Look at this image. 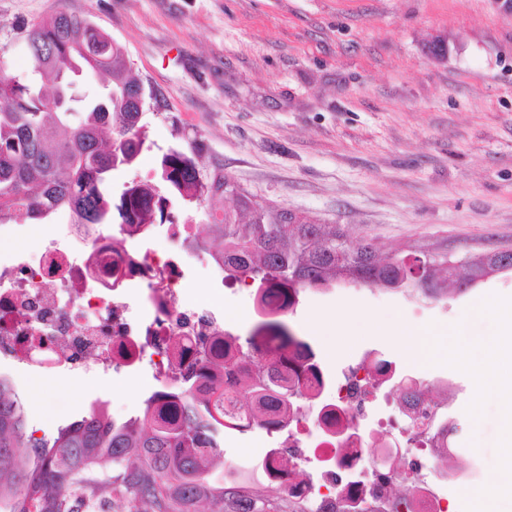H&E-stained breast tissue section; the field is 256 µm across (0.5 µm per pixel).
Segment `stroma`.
I'll use <instances>...</instances> for the list:
<instances>
[{"mask_svg": "<svg viewBox=\"0 0 512 512\" xmlns=\"http://www.w3.org/2000/svg\"><path fill=\"white\" fill-rule=\"evenodd\" d=\"M57 13L106 30L158 96L142 117L149 148L135 170L113 171V193L133 171L153 168L179 126L197 132L205 154L257 204L337 225L353 242L459 261L512 245V0H0V58L11 73H31L19 28ZM70 221L60 212L39 229L29 220L0 225V261L38 239L64 238ZM208 260L205 252L193 259L187 300L251 307L252 290L227 292ZM493 294L512 297L511 271L438 301L342 283L302 291L284 320L299 337L312 306L343 303L428 330ZM310 344L332 375L373 355L424 381L459 422V454L482 484L496 479L502 407L487 402L468 424L476 392L468 374L402 355L384 339L338 357L318 339ZM0 377L39 438L97 400L115 419L140 415L158 386L148 366L133 378L111 370L67 379L3 354ZM279 441L228 434L224 456L255 460Z\"/></svg>", "mask_w": 512, "mask_h": 512, "instance_id": "obj_1", "label": "stroma"}]
</instances>
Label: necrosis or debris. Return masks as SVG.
<instances>
[{"instance_id":"1","label":"necrosis or debris","mask_w":512,"mask_h":512,"mask_svg":"<svg viewBox=\"0 0 512 512\" xmlns=\"http://www.w3.org/2000/svg\"><path fill=\"white\" fill-rule=\"evenodd\" d=\"M192 218L144 224L128 216L115 232L89 233L72 224L66 241L48 239L0 264V352L42 355L51 366L77 364L135 372L146 363L163 375L153 407H174L178 373L198 357V336H224V320L210 309L186 304L183 255L198 254ZM163 236L173 248L158 253L148 241ZM282 370L313 385L309 407L286 426L288 450L273 448L261 464L268 481L284 478L286 462L320 464L296 480L294 495L311 512H448L436 471L410 479L409 508L397 506L390 461L397 455L384 422L365 425L375 365L370 361L329 377L314 351L284 354Z\"/></svg>"}]
</instances>
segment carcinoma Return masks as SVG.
I'll use <instances>...</instances> for the list:
<instances>
[{"instance_id":"carcinoma-1","label":"carcinoma","mask_w":512,"mask_h":512,"mask_svg":"<svg viewBox=\"0 0 512 512\" xmlns=\"http://www.w3.org/2000/svg\"><path fill=\"white\" fill-rule=\"evenodd\" d=\"M25 33L41 83L0 66V223L42 222L60 211L92 229L114 223L115 212L125 219L113 208L109 179L135 167L146 145L140 78L122 46L85 16L47 17ZM72 67L89 82L104 78L103 92L81 97L66 87ZM176 134L184 144L158 156L155 188L206 209L212 253L240 281L278 280L300 291L348 282L437 299L512 267L485 254L450 264L443 253L380 257L371 243L356 248L334 224L255 205L224 174V163L203 155L198 135ZM303 344L283 320L264 321L248 348L234 354L226 346L223 361L211 359L184 377L181 417L147 407L117 424L97 401L49 438L27 432L24 404L0 378V512H82L104 490L136 503L135 512H192L201 500L211 512H307L288 494V482L274 487L254 466L221 463L227 412L239 410L263 427L272 405L286 421L288 408L308 395L307 386L275 369L281 350ZM238 360L257 370L228 390L221 371Z\"/></svg>"}]
</instances>
